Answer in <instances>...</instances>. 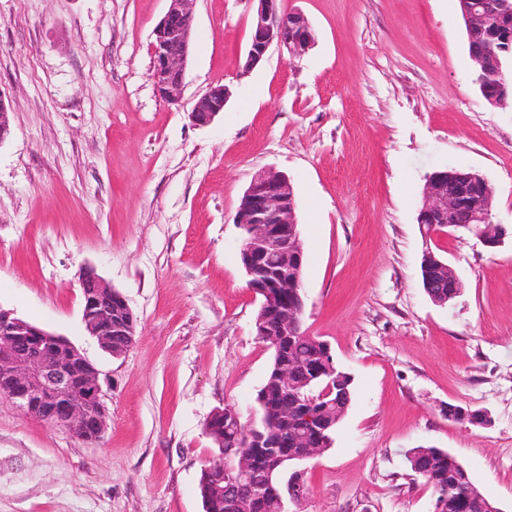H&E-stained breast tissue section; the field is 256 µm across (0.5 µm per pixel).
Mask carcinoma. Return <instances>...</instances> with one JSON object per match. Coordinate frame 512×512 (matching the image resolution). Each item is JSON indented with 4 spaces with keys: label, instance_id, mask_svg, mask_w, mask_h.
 <instances>
[{
    "label": "carcinoma",
    "instance_id": "carcinoma-1",
    "mask_svg": "<svg viewBox=\"0 0 512 512\" xmlns=\"http://www.w3.org/2000/svg\"><path fill=\"white\" fill-rule=\"evenodd\" d=\"M484 7L483 24L478 30L466 29L468 49L483 52L490 48L496 50L500 65L512 60V0H481ZM481 80L479 90L485 101L503 102V106L512 103V97L502 98L500 81L512 79L503 72L490 71L477 74ZM444 257L434 252L423 257L421 262L422 286L429 299L436 305L448 304L455 300L458 288H429L427 281L448 283V272L439 265ZM276 337L262 336L263 342L272 351V362L262 389L266 393L265 402L257 406L261 431L273 438H281L286 431V419L291 417L298 397L305 391H320L326 386L333 387L332 395L317 403L321 418L327 429L320 437V448L326 450L332 445V435L349 409L352 401L353 379L350 374L340 370L325 355L327 343L316 336H310L303 327H298L291 342L275 344ZM298 359L301 365L292 376L293 385L283 389L274 380L273 374L282 363ZM218 454L207 467L214 470H226L233 462L228 449L233 447L229 436L214 438ZM411 470L425 479L435 492L436 500L448 504L447 512H482L486 497L477 489L467 469L447 451L433 446L416 448V455L410 461Z\"/></svg>",
    "mask_w": 512,
    "mask_h": 512
}]
</instances>
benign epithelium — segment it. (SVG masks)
Instances as JSON below:
<instances>
[{
  "label": "benign epithelium",
  "instance_id": "1",
  "mask_svg": "<svg viewBox=\"0 0 512 512\" xmlns=\"http://www.w3.org/2000/svg\"><path fill=\"white\" fill-rule=\"evenodd\" d=\"M169 6L156 25L152 43V79L158 93L176 103L184 87L185 67L191 47L193 0H168ZM242 71L255 68L273 45L300 58L315 38L306 15L300 10L283 11L278 0H256ZM230 98L222 83L211 85L189 112L192 123L209 125L224 112ZM492 190L463 172L438 170L426 178L417 224L424 240L441 225L448 230L473 234L483 246L498 247L506 235L483 233L491 226ZM470 212V221L458 224V212ZM296 204L289 177L272 167L257 173L244 191L234 223L241 236L242 265L249 288L260 296L255 335L275 336L299 323L302 308L280 302L278 289L301 278L304 250L296 221ZM82 323L102 349L112 352V337L124 336L134 343L137 319L125 297L108 286L93 271L82 281ZM0 395L26 415L65 427L80 439L101 438L107 428V410L102 400L99 370L67 338L47 331L0 308ZM293 438L303 452L288 454L285 448L264 444L256 437L253 422L238 434L235 465L226 472H212L215 496H224L227 512H255L261 504L287 512L286 502L300 504L308 496L305 470L299 465L321 453L315 445L314 416L294 420Z\"/></svg>",
  "mask_w": 512,
  "mask_h": 512
}]
</instances>
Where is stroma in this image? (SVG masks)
Masks as SVG:
<instances>
[{
	"label": "stroma",
	"instance_id": "35a3bbf8",
	"mask_svg": "<svg viewBox=\"0 0 512 512\" xmlns=\"http://www.w3.org/2000/svg\"><path fill=\"white\" fill-rule=\"evenodd\" d=\"M316 38L270 48L242 73L254 0H194L179 103L151 79L167 0H0V307L66 336L108 377L95 443L0 396V512H203L205 432L249 415L272 361L234 223L253 176L287 173L306 253L303 325L353 377L333 445L308 462L288 512H433L404 453L441 448L512 512V239L424 241L428 174L462 167L493 185L512 225V106L475 82L455 0H282ZM221 82L212 124L188 114ZM462 290L425 293V248ZM94 270L137 317L113 356L81 321ZM487 411L482 426L449 405Z\"/></svg>",
	"mask_w": 512,
	"mask_h": 512
}]
</instances>
